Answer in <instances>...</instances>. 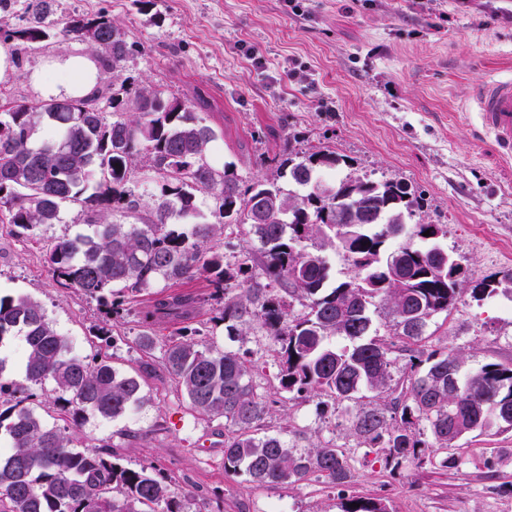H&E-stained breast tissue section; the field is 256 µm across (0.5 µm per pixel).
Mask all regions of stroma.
<instances>
[{"mask_svg":"<svg viewBox=\"0 0 512 512\" xmlns=\"http://www.w3.org/2000/svg\"><path fill=\"white\" fill-rule=\"evenodd\" d=\"M304 15L284 0H58L59 14L102 13L137 42L124 74L149 81L193 104L204 95L205 118L217 133L213 155L234 163L245 183L270 177L267 157L325 144L353 161L352 171L381 181L402 178L425 200L426 221L445 225L442 244L458 257L469 280L512 268V160L479 140L469 112L471 95L488 71H512V0H306ZM79 39L57 37L17 62L0 79V95L36 103L28 74L51 57L87 51ZM307 67L309 82L288 79L292 63ZM84 228L80 205L63 204L60 220L26 237L0 223V295L39 301L59 334L95 353L91 330L103 320L94 299L58 287L45 261L51 239ZM178 292L199 300L197 340L247 355L254 383L271 400L260 434L287 433L304 450L332 442L351 461L352 478L332 486L316 474L282 486H262L225 472L224 422L192 411L153 353L155 371L144 381L145 400L112 421L87 413L76 433L83 447L111 443L121 464H154L172 479L186 512H340L347 498L386 503L389 512H512V457L487 469L492 449L512 448V432L473 434L462 440V470L441 468L434 448L422 465H384L359 448L347 428L354 402L326 395L294 398L278 388L274 341L261 333L225 335L211 318L205 278ZM143 293L130 315L111 322L107 353L113 366L135 373ZM425 342L462 352L467 369L512 365V297L477 302L463 296L450 315L435 317Z\"/></svg>","mask_w":512,"mask_h":512,"instance_id":"stroma-1","label":"stroma"}]
</instances>
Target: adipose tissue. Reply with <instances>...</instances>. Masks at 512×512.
Instances as JSON below:
<instances>
[{
    "label": "adipose tissue",
    "mask_w": 512,
    "mask_h": 512,
    "mask_svg": "<svg viewBox=\"0 0 512 512\" xmlns=\"http://www.w3.org/2000/svg\"><path fill=\"white\" fill-rule=\"evenodd\" d=\"M29 80L45 100H79L90 96L99 80L95 54L83 52L49 59Z\"/></svg>",
    "instance_id": "adipose-tissue-1"
}]
</instances>
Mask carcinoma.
<instances>
[{"label": "carcinoma", "instance_id": "1", "mask_svg": "<svg viewBox=\"0 0 512 512\" xmlns=\"http://www.w3.org/2000/svg\"><path fill=\"white\" fill-rule=\"evenodd\" d=\"M57 0H28L25 24L0 26V40L19 55L55 37L82 38L97 29L95 43L103 72L112 82L85 100H47L3 105L0 119V212L28 235L59 221L66 202L81 206L87 232L54 239L46 263L54 282L96 299L106 320L119 315L156 284L151 304L140 311L138 344L156 347L153 325L188 317L191 297L166 292L205 276L216 304L214 325L229 335L262 332L279 345L276 378L283 392L326 394L356 400L363 390H390L392 347L369 337L372 307L393 315L398 356L413 371L405 390L382 405L361 406L348 424L359 444L395 468L422 463L431 448L448 449L468 435L512 431V367L489 363L465 368L453 349H427L426 328L436 315L461 301L466 275L443 247L444 225L421 219L413 235L426 246L399 241L406 219L422 211V198L403 179L373 182L346 174L334 183L324 170L352 167L329 145L267 159L271 179L246 184L234 165L212 158L215 130L197 106L149 82L122 77L135 43L103 14L56 17ZM153 181L159 194L148 203L136 192L135 177ZM305 190H286L279 180ZM265 195L266 220L252 223L255 199ZM212 200L209 213L201 201ZM248 247L228 255L212 241L235 232ZM430 235H424V232ZM319 240L341 251L355 276L329 287V265ZM482 301L512 295V271L484 278L469 288ZM304 312L293 314L294 302ZM24 336L28 386H18L0 359V512H184L172 480L154 465L126 467L105 442L80 449L76 434L90 410L116 420L142 403V377L149 363L130 375L112 366L107 353L92 358L70 354L68 340L53 327L43 306L27 296H0V343ZM187 327L164 344L162 361L193 411L222 418L224 471L279 486L317 473L330 484L351 479L344 453L330 442L297 452L280 434H257L269 407L257 393L252 361L232 351L202 345ZM351 342L338 347L332 339ZM51 381L66 427L43 422L31 406L34 389ZM358 508L350 507L352 503ZM342 512H389L381 501L358 497Z\"/></svg>", "mask_w": 512, "mask_h": 512}]
</instances>
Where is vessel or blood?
Listing matches in <instances>:
<instances>
[{
    "mask_svg": "<svg viewBox=\"0 0 512 512\" xmlns=\"http://www.w3.org/2000/svg\"><path fill=\"white\" fill-rule=\"evenodd\" d=\"M471 106L482 134L503 158L512 157V75L492 73L477 86Z\"/></svg>",
    "mask_w": 512,
    "mask_h": 512,
    "instance_id": "b4317fda",
    "label": "vessel or blood"
}]
</instances>
